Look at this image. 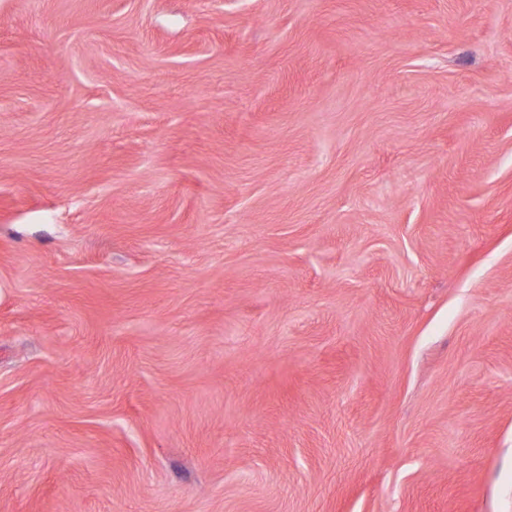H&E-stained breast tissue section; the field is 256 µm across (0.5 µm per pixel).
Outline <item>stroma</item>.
Segmentation results:
<instances>
[{"mask_svg":"<svg viewBox=\"0 0 512 512\" xmlns=\"http://www.w3.org/2000/svg\"><path fill=\"white\" fill-rule=\"evenodd\" d=\"M0 512H512V0H0Z\"/></svg>","mask_w":512,"mask_h":512,"instance_id":"1","label":"stroma"}]
</instances>
